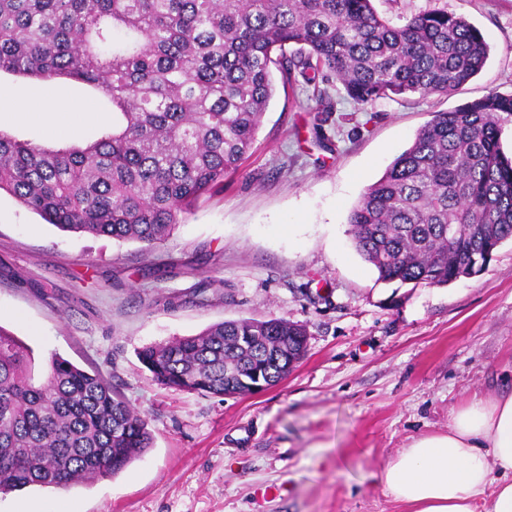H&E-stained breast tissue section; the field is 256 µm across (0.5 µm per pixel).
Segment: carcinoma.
Instances as JSON below:
<instances>
[{"label":"carcinoma","instance_id":"obj_1","mask_svg":"<svg viewBox=\"0 0 512 512\" xmlns=\"http://www.w3.org/2000/svg\"><path fill=\"white\" fill-rule=\"evenodd\" d=\"M490 46L441 10L399 26L372 0H0V71L66 77L112 104V128L50 149L0 132V192L64 232L149 251L202 195L224 186L256 141L273 70L338 82L360 108L446 96L482 71ZM495 92L437 112L351 210L356 251L378 280L446 286L480 272L512 239V157ZM306 329L285 318L214 323L139 353L180 391L246 395L231 371L279 382L303 357ZM153 445L146 418L111 382L61 357L35 364L0 326V494L66 489L120 473Z\"/></svg>","mask_w":512,"mask_h":512}]
</instances>
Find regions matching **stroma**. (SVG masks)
Segmentation results:
<instances>
[{
  "mask_svg": "<svg viewBox=\"0 0 512 512\" xmlns=\"http://www.w3.org/2000/svg\"><path fill=\"white\" fill-rule=\"evenodd\" d=\"M391 23L424 10L484 34L483 71L447 96L357 106L338 83L314 125L310 86L275 93L223 189L151 251L63 233L0 193V326L37 363L97 369L147 420L154 445L119 474L0 495V512H406L370 476L446 432L473 395L512 389V241L445 287L379 282L347 222L365 188L433 113L512 95V0H373ZM59 104L38 115L39 100ZM112 105L93 87L0 73V130L51 148L93 139ZM71 129L55 136L56 126ZM215 288L199 293L201 283ZM305 326L307 351L260 395L211 397L152 380L142 347L227 320Z\"/></svg>",
  "mask_w": 512,
  "mask_h": 512,
  "instance_id": "stroma-1",
  "label": "stroma"
}]
</instances>
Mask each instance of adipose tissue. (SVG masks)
<instances>
[{"label": "adipose tissue", "mask_w": 512, "mask_h": 512, "mask_svg": "<svg viewBox=\"0 0 512 512\" xmlns=\"http://www.w3.org/2000/svg\"><path fill=\"white\" fill-rule=\"evenodd\" d=\"M409 512H512V391L473 396L377 474Z\"/></svg>", "instance_id": "ef3b65f1"}]
</instances>
